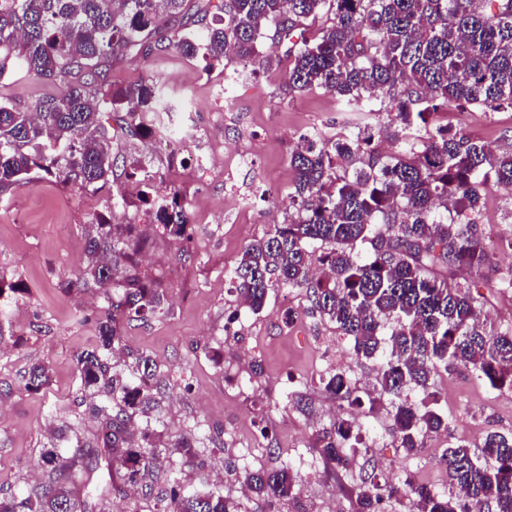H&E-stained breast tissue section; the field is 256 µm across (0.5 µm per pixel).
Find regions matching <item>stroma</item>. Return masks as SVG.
Returning a JSON list of instances; mask_svg holds the SVG:
<instances>
[{
  "label": "stroma",
  "instance_id": "35a3bbf8",
  "mask_svg": "<svg viewBox=\"0 0 512 512\" xmlns=\"http://www.w3.org/2000/svg\"><path fill=\"white\" fill-rule=\"evenodd\" d=\"M147 72L174 92L181 119L207 140L231 142L237 152L253 157L251 165L239 168L225 160L231 180L195 177L184 183L189 241L171 239L156 224L137 227L154 257L140 264L139 274L161 284L162 311L121 324L126 350L115 360L123 362L131 352L151 357L167 380L158 429L195 436L205 461L191 467L166 449L160 473H179L191 491L222 488L241 512H260L253 498L240 495V477L285 463L301 479L300 500L307 512H322L330 495L339 500L341 512H355L358 471L333 469L316 450L317 434L333 423L330 409L336 405L363 424L364 441L386 478L394 482L409 473L447 490L439 455L460 439L476 449L489 433H512V390L491 388L463 365L449 366L436 379L448 429L425 435L417 455L406 456L398 446L390 399L377 382L378 361H355L349 340L334 324L308 313L303 291L273 289L264 309L255 313L241 303L231 280L243 248L264 237L288 210L294 179L289 155L298 138L316 132L333 138L359 124L375 127L383 113L343 111L335 97L320 91L288 94L278 70L257 71L231 99L219 102L212 88L223 80V69H206L203 60L173 52L149 61L126 56L110 79L123 83ZM61 90L22 69L0 79V94L24 106ZM466 114L464 132L512 147V112L474 105ZM257 185L267 188V195L255 197L249 219L239 220L236 191ZM121 192L127 199L125 214L133 216L140 197L120 173L90 194L87 207L76 203L72 189L50 180L0 196V276L13 285L0 296V495L40 482L35 463L62 422L75 420L85 433L97 427L89 413L73 419L70 408L93 399L80 386L76 355L99 343L104 294L96 288L70 289L66 283L75 264L85 259L93 213L110 214L112 197ZM482 195L486 238L512 229V196L492 187ZM510 267L512 253L503 248L490 251L488 265L474 274L484 284L487 324L498 330L512 327V288L498 285L500 272ZM289 308L296 313L290 323L284 318ZM333 347L357 395L373 399V407H348L326 391V378L337 371L329 355ZM36 362L50 366V384L24 391L22 377ZM264 426L270 430L266 440L260 436ZM268 441L277 454H267Z\"/></svg>",
  "mask_w": 512,
  "mask_h": 512
}]
</instances>
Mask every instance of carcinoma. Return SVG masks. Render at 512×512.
Masks as SVG:
<instances>
[{"instance_id":"obj_1","label":"carcinoma","mask_w":512,"mask_h":512,"mask_svg":"<svg viewBox=\"0 0 512 512\" xmlns=\"http://www.w3.org/2000/svg\"><path fill=\"white\" fill-rule=\"evenodd\" d=\"M191 0H0V77L21 65L65 90L20 106L0 97V194L51 178L79 191L112 180V126L140 134L136 112L164 111V88L147 74L125 86L107 80L112 60L135 50L149 59L176 50L206 67L250 58L267 70L279 63L257 52L262 38L288 43V93L324 91L354 112L384 107L389 120L376 132L359 127L335 139L300 138L289 155L295 213L266 237L244 247L232 271L236 290L257 313L269 291L305 292L311 312L352 341L356 360L380 358V391L391 399L399 447L413 455L426 433L448 428L439 413L435 379L460 363L494 389H512V328L480 323L479 281L454 279L488 261L481 189L512 194V149L488 143L439 121L454 107L482 105L512 111V0H224V26L207 21V6ZM178 20L173 40L155 18ZM394 138L398 154L383 162L375 136ZM162 230L188 238L182 191L168 193ZM130 225L99 220L89 234L86 260L69 287L111 288L98 318L99 345L76 357L81 387L103 398L94 434L74 435L75 450L44 449V483L0 498V512H107L113 495L141 485L152 512H239L220 489L190 493L175 474L155 491L160 449L188 465H204L196 440L151 426L165 387L148 357L122 369L112 363L121 345L119 324L154 315L162 293L137 272L142 244ZM318 259L329 269L315 277ZM368 243L369 252H356ZM50 368L30 366L24 390L50 383ZM345 372L325 389L348 405ZM362 425L344 417L319 437L320 455L343 470L368 455ZM438 463L450 478L442 494L407 475L392 482L374 472L360 480L358 512H396L413 499L418 512H512V435L493 432L480 451L464 444L443 450ZM250 491L275 512L298 501L299 478L282 464L247 478Z\"/></svg>"}]
</instances>
